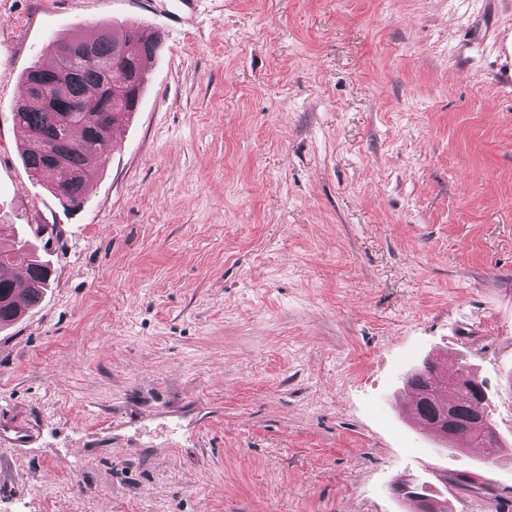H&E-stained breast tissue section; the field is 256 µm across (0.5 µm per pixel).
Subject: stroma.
<instances>
[{
	"instance_id": "35a3bbf8",
	"label": "stroma",
	"mask_w": 512,
	"mask_h": 512,
	"mask_svg": "<svg viewBox=\"0 0 512 512\" xmlns=\"http://www.w3.org/2000/svg\"><path fill=\"white\" fill-rule=\"evenodd\" d=\"M102 23L160 45L72 211L13 112ZM1 222L52 274L0 329V512H409L461 471L452 512H512L402 407L453 359L512 441V0H0ZM395 486L403 500L409 503L410 512H448V500L428 481H400Z\"/></svg>"
}]
</instances>
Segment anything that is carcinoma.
Segmentation results:
<instances>
[{
	"mask_svg": "<svg viewBox=\"0 0 512 512\" xmlns=\"http://www.w3.org/2000/svg\"><path fill=\"white\" fill-rule=\"evenodd\" d=\"M90 46L97 62L88 63L75 54L67 72L58 74L60 53L72 43ZM160 44L155 33L118 38L104 26L69 39H53L46 49L52 64L36 61L25 72L23 98L16 105L13 120L23 135V162L29 175L53 173L51 192L64 205L79 207L87 187L97 175L90 159L101 158L112 144L116 130L127 123L138 103L147 80L148 63ZM52 84L50 96L40 92L41 85ZM76 107L61 112L53 102ZM24 267L23 282L27 306L37 305L50 282L49 265L27 252V241L17 237L14 225L0 224V329L18 321L24 309L15 300L18 269ZM461 382L451 388L441 384L443 372L432 362L424 363L407 377L406 384L418 401L414 410L432 430L448 432L456 439L451 446L463 451L476 445L502 453L500 436L488 411L473 412L470 384L476 377L461 366L450 363ZM396 491L409 503L410 512H448V500L433 490L428 481L397 483Z\"/></svg>",
	"mask_w": 512,
	"mask_h": 512,
	"instance_id": "cac0c4a2",
	"label": "carcinoma"
}]
</instances>
